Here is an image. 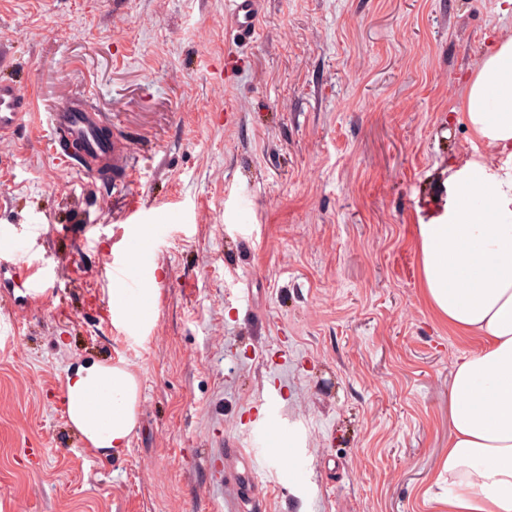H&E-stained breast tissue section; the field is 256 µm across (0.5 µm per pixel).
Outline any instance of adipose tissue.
Listing matches in <instances>:
<instances>
[{
  "instance_id": "adipose-tissue-1",
  "label": "adipose tissue",
  "mask_w": 512,
  "mask_h": 512,
  "mask_svg": "<svg viewBox=\"0 0 512 512\" xmlns=\"http://www.w3.org/2000/svg\"><path fill=\"white\" fill-rule=\"evenodd\" d=\"M490 94L497 104L488 110ZM448 121L463 126L471 144L490 147L495 160L449 158L444 203L416 231L426 302L449 329L480 341L458 358L449 386L444 503L448 512H512V37L490 42ZM156 294L140 289L131 303L124 289H113L116 325L146 331L143 305ZM103 382L113 391L106 427L84 403ZM138 398L139 385L120 361L78 366L67 379L71 417L105 452L127 444Z\"/></svg>"
}]
</instances>
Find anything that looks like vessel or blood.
<instances>
[{"instance_id": "1", "label": "vessel or blood", "mask_w": 512, "mask_h": 512, "mask_svg": "<svg viewBox=\"0 0 512 512\" xmlns=\"http://www.w3.org/2000/svg\"><path fill=\"white\" fill-rule=\"evenodd\" d=\"M264 0H228L226 14L232 27L241 35H251L263 10ZM31 110V98L21 87L11 81L0 80V135L15 131ZM50 122L53 130L63 142L78 146L79 169L94 173L100 169L111 170L113 176L133 184L137 174L129 164L130 145L127 141L106 136L104 123L87 99L79 98L60 106L52 112ZM130 228L118 252H107L102 259L103 274L118 282L129 291L147 288L151 279L131 273L127 262L133 247L142 239L140 218L135 212H128ZM10 264L24 269L27 282V301L29 305L41 306L48 299V264L34 254L32 249L11 241L10 237L0 238V265ZM260 457L266 462L265 469L252 468L253 458ZM279 449L273 448L270 441H262L258 447L249 451L238 448H226L214 454L210 459L212 476L217 482L230 480L229 464L242 462L249 464L247 487L254 492L264 489L267 473L275 471L280 462Z\"/></svg>"}]
</instances>
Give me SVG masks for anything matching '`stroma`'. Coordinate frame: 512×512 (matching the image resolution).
I'll list each match as a JSON object with an SVG mask.
<instances>
[{"mask_svg": "<svg viewBox=\"0 0 512 512\" xmlns=\"http://www.w3.org/2000/svg\"><path fill=\"white\" fill-rule=\"evenodd\" d=\"M501 2L265 0L244 39L225 0H0V79L34 99L0 138V228H38L57 270L11 336L25 273L0 267V512H227L207 455L259 437L244 418L265 393L305 434L304 475L277 471L267 512H445L449 384L479 341L396 262L471 152L448 107L487 35L512 34ZM79 94L130 141L138 184L57 160L50 114ZM134 198L158 246L132 269L168 285L139 340L90 297L112 293L100 264ZM76 223L73 269L55 231ZM119 359L137 425L92 462L51 407L78 365Z\"/></svg>", "mask_w": 512, "mask_h": 512, "instance_id": "obj_1", "label": "stroma"}]
</instances>
